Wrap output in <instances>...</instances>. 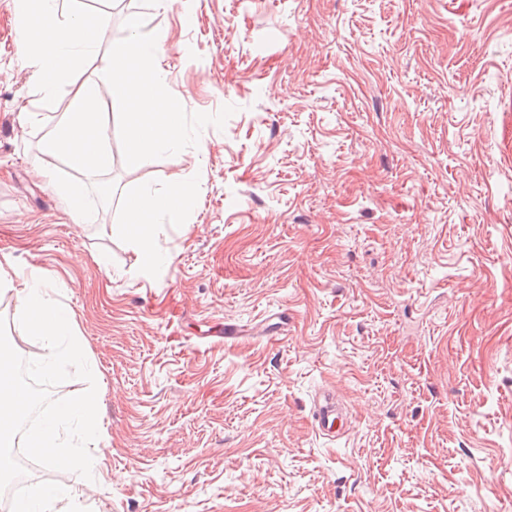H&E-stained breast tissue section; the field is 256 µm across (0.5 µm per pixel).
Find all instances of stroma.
<instances>
[{"instance_id": "obj_1", "label": "stroma", "mask_w": 512, "mask_h": 512, "mask_svg": "<svg viewBox=\"0 0 512 512\" xmlns=\"http://www.w3.org/2000/svg\"><path fill=\"white\" fill-rule=\"evenodd\" d=\"M106 41L166 38L176 156L118 166L67 223L41 154L69 95L36 100L0 0V260L72 310L107 386L104 457L31 452L0 512L59 485L78 512H512V0H59ZM194 180L173 262L114 233L124 196ZM108 255V267L96 258ZM0 295V344L48 390L22 429L90 388L41 372ZM245 328L227 339L225 325ZM330 390L348 417L312 426ZM313 428L324 439L333 440L343 433L345 417L329 392L314 401Z\"/></svg>"}]
</instances>
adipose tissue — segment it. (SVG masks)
Instances as JSON below:
<instances>
[{"mask_svg": "<svg viewBox=\"0 0 512 512\" xmlns=\"http://www.w3.org/2000/svg\"><path fill=\"white\" fill-rule=\"evenodd\" d=\"M19 29L24 38L28 64L37 77L40 102L54 100L64 84H71V101L63 116L45 133L43 154L62 159L74 173L70 183L55 189L68 202L67 215L74 224L87 223L88 192L99 183L112 165V128L97 110L99 85L94 81L72 84L77 67L94 56L102 42L105 18H89L76 13L61 19L58 0H14ZM126 38L112 42L107 50L104 72L109 94L119 103L126 117L123 134L133 158L146 164L154 157L181 153L184 148L179 113L173 112L167 96L166 77L156 65L165 40L141 39L143 19L131 13L125 18ZM193 181L183 180L164 190L141 186L126 199L124 224L118 234L130 239L141 250L147 263L170 264L171 256L150 238L153 219L180 223L187 200L194 194ZM14 293L18 305L16 319L48 349L43 368L55 372L59 358L86 362L89 372H96L83 349L77 325L70 311L51 298L49 284L37 273H19L11 265L0 263V293ZM100 390L79 394L59 403L30 431L28 440L39 450L48 465L66 469L78 457L64 450L60 431L64 425H80L83 440L99 444ZM31 403L29 393L19 385L8 357L0 358V475L12 466L17 444V422ZM76 496L66 487H45L21 499L17 512H77Z\"/></svg>", "mask_w": 512, "mask_h": 512, "instance_id": "ef3b65f1", "label": "adipose tissue"}]
</instances>
